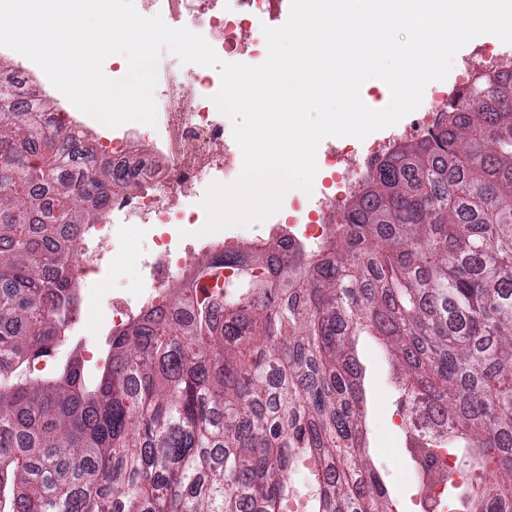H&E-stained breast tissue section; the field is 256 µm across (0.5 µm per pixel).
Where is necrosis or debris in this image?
<instances>
[{
    "mask_svg": "<svg viewBox=\"0 0 512 512\" xmlns=\"http://www.w3.org/2000/svg\"><path fill=\"white\" fill-rule=\"evenodd\" d=\"M288 0H134L145 16L181 19L201 34L221 60L242 58L248 64L262 63L267 54L263 26L278 27ZM221 85L216 67H195L186 74L170 68L160 71L156 126L125 124L109 144L112 167H129L130 141L164 161L162 173L143 180L133 194L113 196L106 223L86 225L83 248L76 259L78 285L85 293L96 290V278L109 273L111 246L117 238L137 230L145 242L136 257L141 285L127 293L122 284L112 286L107 299L113 328H120L142 316L166 294L176 271L190 272L199 255L214 244H231L236 231L225 229L200 235L206 211L200 204L205 182L234 181L239 176L242 154L236 142L225 135L224 116L213 101ZM452 97L447 87H433L429 97L413 112L409 122L385 139L369 144L364 153L328 143L325 160L329 167L345 164L373 165L402 141L426 137L439 112ZM358 188L355 180L336 179L323 183L319 195L290 202L291 230L288 249L300 252L319 246L340 215L342 203ZM189 199L184 208L174 207L173 198Z\"/></svg>",
    "mask_w": 512,
    "mask_h": 512,
    "instance_id": "4bbe7bcc",
    "label": "necrosis or debris"
}]
</instances>
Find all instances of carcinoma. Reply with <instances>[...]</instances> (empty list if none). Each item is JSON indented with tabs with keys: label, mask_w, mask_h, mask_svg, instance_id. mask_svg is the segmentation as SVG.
Segmentation results:
<instances>
[{
	"label": "carcinoma",
	"mask_w": 512,
	"mask_h": 512,
	"mask_svg": "<svg viewBox=\"0 0 512 512\" xmlns=\"http://www.w3.org/2000/svg\"><path fill=\"white\" fill-rule=\"evenodd\" d=\"M19 97L0 78V512H288L304 456L311 512H399L364 457L362 334L399 372L411 447L494 467L477 496L448 472V512H512V68L358 177L321 245L204 256L95 381L75 351L29 368L74 318L81 227L137 171Z\"/></svg>",
	"instance_id": "1"
}]
</instances>
